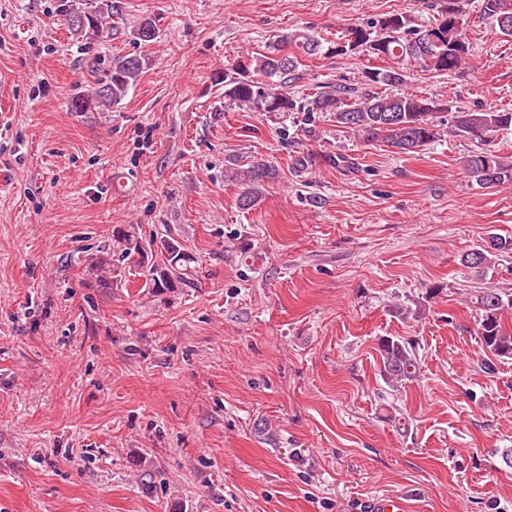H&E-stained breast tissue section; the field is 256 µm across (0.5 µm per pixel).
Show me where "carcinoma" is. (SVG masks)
<instances>
[{
	"mask_svg": "<svg viewBox=\"0 0 512 512\" xmlns=\"http://www.w3.org/2000/svg\"><path fill=\"white\" fill-rule=\"evenodd\" d=\"M57 10L76 39L91 43L104 38L103 21L110 19L112 0H98L90 10L80 11L74 0H58ZM483 15L496 21L502 35L512 37V0H483ZM462 0H447L435 21L417 27L404 13L388 14L362 25L349 27L325 39L307 29H295L276 36L266 51L256 56L240 57L224 73V99L254 112L269 114L297 112L302 115L303 131L316 133V115L329 112L338 126L364 137L381 141L398 153H415L437 138L436 115L447 111L460 137L485 140L500 131L512 130V112L507 110H454L453 101L432 99L400 90L407 70L420 67L435 73H454L469 54L467 27L462 22ZM159 29L153 21H143L134 37L143 44L157 39ZM362 53L387 61L371 68L361 83L343 80L319 84L301 96L288 92L294 80L298 57L346 56ZM149 65L146 56H118L111 61L108 79L92 93L77 94L70 103L73 112L117 106L128 95ZM464 168L482 188H494L512 179V159L492 151L474 152L465 157ZM271 164L254 162L232 169V180L241 186L237 204L249 209L258 200L263 184L274 178ZM161 245L165 256L149 261L145 244L132 225L116 227L112 232L114 260L109 278L101 285L112 287L135 273L144 279L143 287L155 291L179 288L192 273L190 257L184 253L169 225H164ZM512 253V238L491 236L486 245L463 255L462 264L484 270L503 253ZM481 312L477 336L481 348L494 357H512V333L503 326V314L512 309V293L486 288L477 297ZM377 351L380 371L386 383H413L420 376L419 361L413 344L400 336L379 338Z\"/></svg>",
	"mask_w": 512,
	"mask_h": 512,
	"instance_id": "carcinoma-1",
	"label": "carcinoma"
}]
</instances>
